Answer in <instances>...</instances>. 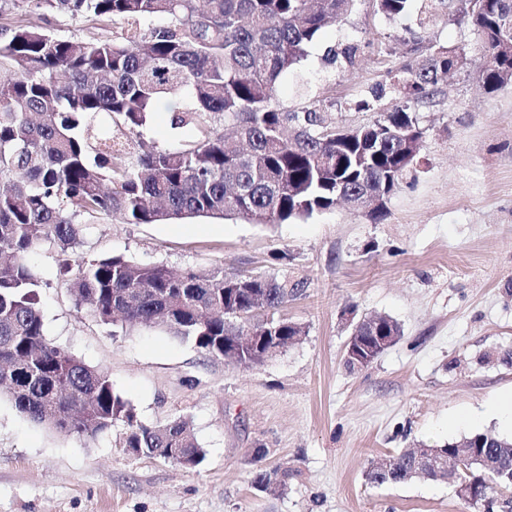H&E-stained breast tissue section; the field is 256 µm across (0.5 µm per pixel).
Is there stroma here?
I'll list each match as a JSON object with an SVG mask.
<instances>
[{
  "label": "stroma",
  "mask_w": 512,
  "mask_h": 512,
  "mask_svg": "<svg viewBox=\"0 0 512 512\" xmlns=\"http://www.w3.org/2000/svg\"><path fill=\"white\" fill-rule=\"evenodd\" d=\"M456 9L440 0L428 39L477 50V31ZM418 32L416 12L389 19L376 0H357L282 80L279 103L320 104L339 127L374 124L399 100L390 73ZM347 47L353 60L341 54ZM175 103L159 101L146 141L193 137L192 127L171 129ZM411 109L423 131L418 163L382 220L338 205L272 225L127 224L117 214L84 224L78 259L122 255L174 271L302 281L282 313L306 333L260 367L210 357L158 328L101 325L76 307L55 256L34 253L49 339L105 371L142 421L190 418L206 456L192 469L135 456L122 424L93 441L66 436L2 398L0 512H477L445 483L366 479L372 463L404 448L483 431L512 439L491 409L512 394V361L503 359L512 351V85L486 92L472 68ZM349 310L401 327L393 346L354 371L344 364ZM466 410L478 418L449 427ZM260 448L264 466L288 470L283 492L253 487Z\"/></svg>",
  "instance_id": "1"
}]
</instances>
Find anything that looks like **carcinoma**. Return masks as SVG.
I'll use <instances>...</instances> for the list:
<instances>
[{"label":"carcinoma","mask_w":512,"mask_h":512,"mask_svg":"<svg viewBox=\"0 0 512 512\" xmlns=\"http://www.w3.org/2000/svg\"><path fill=\"white\" fill-rule=\"evenodd\" d=\"M24 19L0 29V396L28 420L92 440L125 426L133 454L198 466L206 451L192 422L141 421L101 369L51 342L29 262L37 250L64 257L77 307L107 327L153 326L222 358L245 330L259 331L238 362L288 348L304 327L275 314L300 283L264 274H180L122 256L82 259L71 271L80 219L121 215L128 224L195 217H241L254 224L308 218L338 202L354 208L389 198L417 162L422 130L396 104L376 123L336 142V126L316 105L292 111L276 99L280 79L307 55L318 33L355 0H0ZM414 0H377L387 17ZM479 33V78L495 92L512 83V0H466ZM112 22L124 29L60 37L54 19ZM162 17L167 25L147 27ZM471 52L428 44L392 75L408 100L434 95L448 74L466 71ZM173 95V129L193 139L174 148L140 141L157 99ZM462 476L485 493L512 473V442L490 432L468 436ZM254 457L252 484L287 487L288 472ZM368 483L442 481L415 467L403 449L389 468L371 466Z\"/></svg>","instance_id":"1"}]
</instances>
